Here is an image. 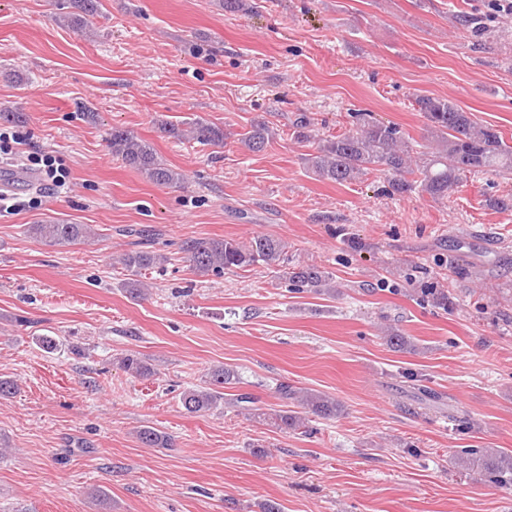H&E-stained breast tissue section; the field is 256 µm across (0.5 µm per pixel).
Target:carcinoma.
<instances>
[{
    "label": "carcinoma",
    "instance_id": "cac0c4a2",
    "mask_svg": "<svg viewBox=\"0 0 512 512\" xmlns=\"http://www.w3.org/2000/svg\"><path fill=\"white\" fill-rule=\"evenodd\" d=\"M71 11L64 22L75 30L90 28L88 17L99 9L98 0H70ZM420 111L428 121L430 145L426 150L413 149L400 128L377 120L357 119L355 128L331 138H317L311 134L309 124L301 119L293 125V134L300 142H313L314 151L305 155L308 169L320 180L339 185L356 181L373 172L382 171L387 177L390 193L403 195L414 190L427 194L434 201L448 198L472 173L491 172L512 175V145L491 125L475 121L472 113L464 111L446 98L421 96L417 99ZM167 133L178 140L194 141L202 145L224 142V127L198 118L184 126L170 125ZM273 131L263 122L253 124L241 138L249 151L266 150ZM112 156L137 169L157 185H177L184 174L165 163L153 146L145 139L121 127L112 128ZM29 232L50 245L86 243L94 236L87 224L50 222L32 224ZM186 255L190 271L197 276H221L227 271L261 265L283 281L285 287L302 293L317 295L336 293L333 274L313 264H288L285 243L273 236L256 235L244 243L233 238H193L180 245ZM169 257L158 250H130L120 255L119 264L131 278L123 284L133 299L144 293L142 272L154 269ZM393 349L406 350L412 341L398 330L390 328L382 336ZM125 371L150 377L155 368L139 353L128 351L118 358ZM238 379L236 371L227 366L214 369L201 385L181 392L180 403L188 414L219 409L224 405V386ZM286 400L295 399L312 415L331 420L342 413L341 404L321 392H299L288 385L277 388ZM277 426L285 431L306 428V418L291 411L273 414ZM138 440L149 448H167L170 437L153 427L138 431ZM456 462L466 469H479L489 481L502 487H512V451L499 448H462Z\"/></svg>",
    "mask_w": 512,
    "mask_h": 512
}]
</instances>
